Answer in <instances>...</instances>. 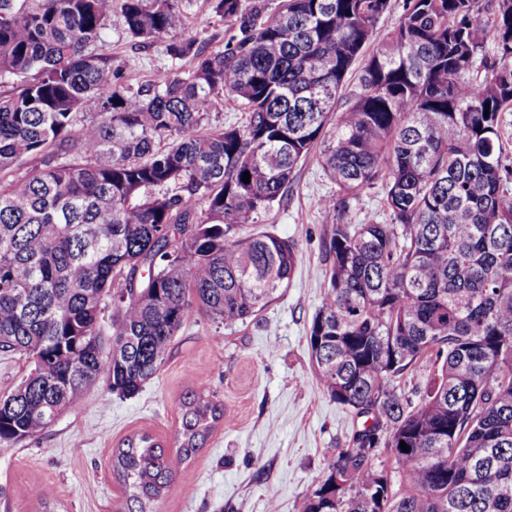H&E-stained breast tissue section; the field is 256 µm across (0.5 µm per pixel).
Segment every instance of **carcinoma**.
Returning a JSON list of instances; mask_svg holds the SVG:
<instances>
[{"mask_svg": "<svg viewBox=\"0 0 512 512\" xmlns=\"http://www.w3.org/2000/svg\"><path fill=\"white\" fill-rule=\"evenodd\" d=\"M182 2L123 0L132 38L192 61L134 90L99 52L112 0H0V81L16 83L0 96V353L45 364L0 396V447L99 381L138 392L193 309L233 326L274 302L297 249L262 224L317 150L337 190L310 358L365 422L302 512H512V0H406L387 30L390 0H214L217 52L186 33ZM489 29L490 75L470 80ZM224 102L244 124L209 126ZM376 187L390 222H345ZM419 361L414 405L395 379ZM180 410L176 455L147 432L112 451L122 512H157L224 421L204 391ZM381 446L396 486L373 466Z\"/></svg>", "mask_w": 512, "mask_h": 512, "instance_id": "cac0c4a2", "label": "carcinoma"}]
</instances>
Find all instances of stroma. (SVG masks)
Segmentation results:
<instances>
[{
	"mask_svg": "<svg viewBox=\"0 0 512 512\" xmlns=\"http://www.w3.org/2000/svg\"><path fill=\"white\" fill-rule=\"evenodd\" d=\"M121 5L113 0L104 51L122 84L190 70V59L131 38ZM184 12L199 44L223 50L228 25L213 0H184ZM335 191L317 157H309L286 201L268 214L267 228L298 249L294 275L275 303L232 328L193 312L163 367L138 393L124 397L97 384L80 409L16 447L0 448V512H41V493L66 512H119L124 494L111 468L113 449L143 431L173 446L180 401L200 390L223 404L224 422L183 464L159 512H301L305 492L328 472L330 449L349 447L364 423L327 395L310 358L308 329L329 269L322 201Z\"/></svg>",
	"mask_w": 512,
	"mask_h": 512,
	"instance_id": "obj_1",
	"label": "stroma"
}]
</instances>
